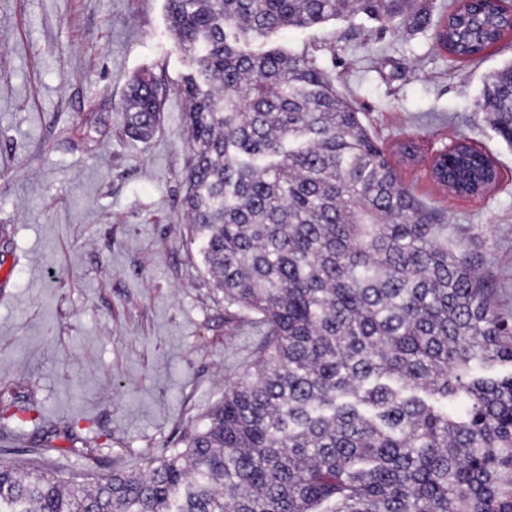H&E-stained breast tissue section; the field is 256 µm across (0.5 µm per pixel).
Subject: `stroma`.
Returning a JSON list of instances; mask_svg holds the SVG:
<instances>
[{
	"instance_id": "1",
	"label": "stroma",
	"mask_w": 512,
	"mask_h": 512,
	"mask_svg": "<svg viewBox=\"0 0 512 512\" xmlns=\"http://www.w3.org/2000/svg\"><path fill=\"white\" fill-rule=\"evenodd\" d=\"M431 33L358 15L275 42L308 49L335 75L388 154L416 143L402 180L445 213L458 243L483 240L511 309L512 148L478 101L487 75L512 61V36L458 70ZM144 69L164 106L159 131L139 143L119 104ZM186 69L164 0H0L1 459L65 476L145 470L255 358L262 327L227 312L180 236ZM460 136L497 162L485 195L449 194L429 176ZM22 406L21 435L3 431Z\"/></svg>"
}]
</instances>
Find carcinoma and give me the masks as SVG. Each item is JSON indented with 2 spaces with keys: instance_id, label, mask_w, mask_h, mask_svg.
Returning <instances> with one entry per match:
<instances>
[{
  "instance_id": "cac0c4a2",
  "label": "carcinoma",
  "mask_w": 512,
  "mask_h": 512,
  "mask_svg": "<svg viewBox=\"0 0 512 512\" xmlns=\"http://www.w3.org/2000/svg\"><path fill=\"white\" fill-rule=\"evenodd\" d=\"M189 60L186 243L229 308L264 327L259 356L142 473L82 479L0 460V512H512V309L481 272L482 243L403 184L364 113L281 31L364 13L427 24L396 0H165ZM512 32V0L440 10L459 67ZM512 148V62L480 103ZM148 72L120 104L126 137L158 129ZM432 180L483 195L496 164L464 138Z\"/></svg>"
}]
</instances>
